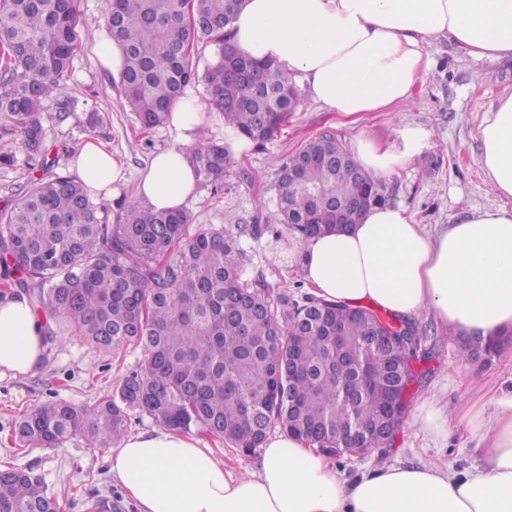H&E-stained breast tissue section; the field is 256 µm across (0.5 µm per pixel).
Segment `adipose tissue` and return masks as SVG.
Returning <instances> with one entry per match:
<instances>
[{
	"label": "adipose tissue",
	"instance_id": "1",
	"mask_svg": "<svg viewBox=\"0 0 512 512\" xmlns=\"http://www.w3.org/2000/svg\"><path fill=\"white\" fill-rule=\"evenodd\" d=\"M232 45L293 73L306 98L347 119L411 99L441 38L475 57L512 59V0H244ZM203 106L186 92L172 109L177 146L155 154L136 197L152 212L183 208L198 189L185 148ZM480 167L494 192L512 197V93L479 127ZM400 130L389 147L356 136L353 156L386 176L417 148ZM71 168L90 196L110 198L124 167L87 140ZM303 276L315 297L367 301L415 320L429 313L460 336L492 342L512 332V210L485 208L436 234L390 206L370 209L348 230L310 239ZM47 347L27 298L0 300V377L35 371ZM456 419L476 442L481 466L463 473L435 463L381 466L349 481L332 458L296 436H269L259 470L234 474L193 436L160 428L124 436L106 455L109 473L139 512H512V391L470 401Z\"/></svg>",
	"mask_w": 512,
	"mask_h": 512
}]
</instances>
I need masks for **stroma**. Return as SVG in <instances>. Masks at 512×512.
<instances>
[{
    "instance_id": "stroma-1",
    "label": "stroma",
    "mask_w": 512,
    "mask_h": 512,
    "mask_svg": "<svg viewBox=\"0 0 512 512\" xmlns=\"http://www.w3.org/2000/svg\"><path fill=\"white\" fill-rule=\"evenodd\" d=\"M111 0H79L85 20L83 50L66 80L74 98L67 120L57 118L55 101L44 103L41 114L47 154L31 159L17 152L13 165H0V211L10 209L27 185L39 178L70 171L72 157L90 138L104 142L120 155L130 176L112 199L105 201L103 220L113 221L121 201L135 195L134 176L154 153L175 143L169 125L143 129L133 112L120 103L118 77L103 71L98 62L96 33ZM429 72L413 97L388 112H366L350 124L310 100H301L296 112L266 145L243 152L231 163L218 186H204L187 209L195 227H224L236 236L242 252L244 275L263 280L271 293L307 294L300 253H288L292 237L283 225L262 222L265 209L276 203L275 184L289 154L308 140L331 134L351 143L366 133L384 144L396 143L401 129H418L423 139L417 151L397 172L385 178L388 203L403 207L415 223L428 232L451 224L473 209L503 207L512 210V197H500L486 183L478 164V136L485 112L497 99L512 93V60L471 56L464 48L440 39L427 47ZM97 113L100 122L89 127L86 119ZM418 325L433 343L432 357L421 362L423 385L411 387L405 417L383 451L337 458L340 473L353 478L368 468L386 463L418 465L437 463L456 471L480 464V454L467 434L449 429L447 438L421 433L413 424L419 407L438 399L446 411L477 395L512 389V335L503 338L491 356L469 357L460 338L445 332L432 316L422 315ZM144 352L129 346L114 354L89 342L66 338L49 344L41 366L32 374L0 380V465L34 467L42 474L47 492L60 512H87L89 499L116 502L118 512H138L108 473L105 451L83 437L61 444L16 451L10 440L15 421L34 406L47 401L91 404L112 391L122 377L137 369ZM201 447L210 449L237 474L256 472L260 450L240 452L221 439L198 433Z\"/></svg>"
}]
</instances>
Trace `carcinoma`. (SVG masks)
Here are the masks:
<instances>
[{
	"label": "carcinoma",
	"mask_w": 512,
	"mask_h": 512,
	"mask_svg": "<svg viewBox=\"0 0 512 512\" xmlns=\"http://www.w3.org/2000/svg\"><path fill=\"white\" fill-rule=\"evenodd\" d=\"M241 0H114L105 26L124 56L120 92L141 127L170 118L186 88L198 80L195 45L214 48L204 74L213 105L248 144L261 146L300 104L294 76L230 45ZM84 25L77 0H0V118L18 141L0 143V164L16 149L42 156L43 103L57 99L65 118L74 100L64 82L81 51ZM199 184L218 185L230 163L225 143L191 150ZM277 200L265 216L301 241L357 224L359 199L383 182L357 173L348 149L332 135L316 137L282 166ZM185 210L150 213L135 200L103 224L86 185L54 173L34 182L0 212V262L12 268L11 286L32 306L49 310L61 332L118 352L143 348L138 370L95 404L45 402L16 423L15 444L46 447L85 437L109 448L138 412L158 425L197 430L243 452L259 447L269 430L334 451L349 448L354 421L370 425L394 382L382 346L370 340L375 311L322 302L312 312L305 295L272 296L242 280L235 238L222 227L190 232ZM418 337L394 339L405 363L428 356L424 336L409 320L388 317ZM345 340L336 344V328ZM0 512H58L33 468L0 469Z\"/></svg>",
	"instance_id": "cac0c4a2"
}]
</instances>
